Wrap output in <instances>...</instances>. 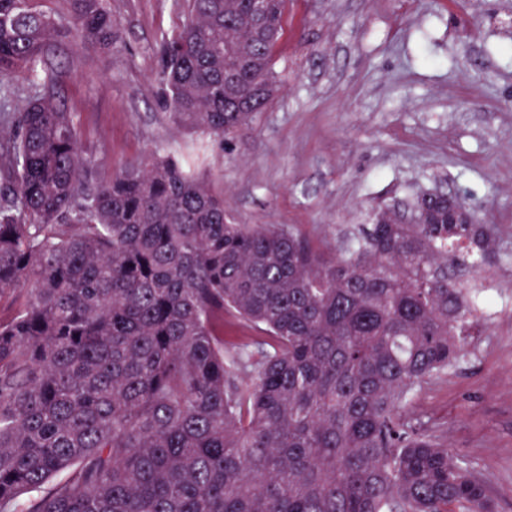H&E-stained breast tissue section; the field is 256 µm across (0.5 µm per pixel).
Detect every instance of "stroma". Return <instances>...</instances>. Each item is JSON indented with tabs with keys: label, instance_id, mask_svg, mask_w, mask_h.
Here are the masks:
<instances>
[{
	"label": "stroma",
	"instance_id": "obj_1",
	"mask_svg": "<svg viewBox=\"0 0 512 512\" xmlns=\"http://www.w3.org/2000/svg\"><path fill=\"white\" fill-rule=\"evenodd\" d=\"M116 43L58 42L44 67L100 178L150 152L204 141L163 105L161 45L188 0H106ZM512 0H288L273 58L278 89L247 125L210 144L202 175L240 224L293 226L325 251L380 203L459 194L495 225L491 270L512 279ZM512 512V305L408 406Z\"/></svg>",
	"mask_w": 512,
	"mask_h": 512
}]
</instances>
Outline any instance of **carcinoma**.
<instances>
[{"instance_id": "1", "label": "carcinoma", "mask_w": 512, "mask_h": 512, "mask_svg": "<svg viewBox=\"0 0 512 512\" xmlns=\"http://www.w3.org/2000/svg\"><path fill=\"white\" fill-rule=\"evenodd\" d=\"M0 0V86L35 93L0 134V512H491L467 462L405 413L470 353L499 260L457 198L390 208L326 256L281 225L236 224L199 176L207 145L101 180L38 67L59 41L112 47L105 0ZM191 0L163 49L174 121L222 137L276 92L286 0ZM241 63L243 77L224 82ZM264 103L239 111L252 82ZM263 335L227 349L224 315Z\"/></svg>"}]
</instances>
